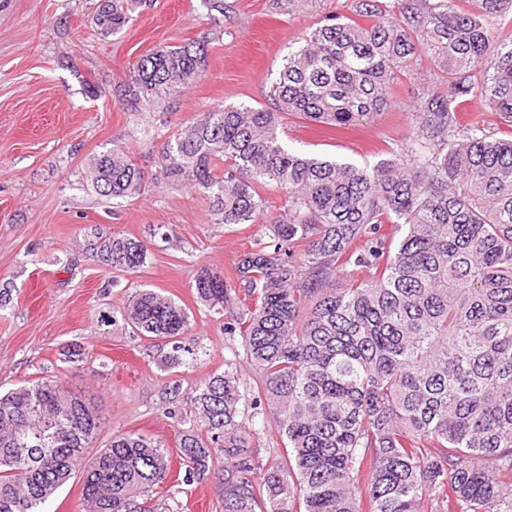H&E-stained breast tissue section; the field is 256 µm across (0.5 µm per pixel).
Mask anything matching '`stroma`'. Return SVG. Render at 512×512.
Here are the masks:
<instances>
[{
  "label": "stroma",
  "instance_id": "1",
  "mask_svg": "<svg viewBox=\"0 0 512 512\" xmlns=\"http://www.w3.org/2000/svg\"><path fill=\"white\" fill-rule=\"evenodd\" d=\"M352 0H224L210 15L202 0H147L120 32L92 23L96 0H6L0 5V388L50 379L92 399L103 421L95 442L138 433L177 455L173 407L206 377L224 371L240 336L228 317L200 304L201 270L227 274L245 251L266 242L286 195L266 181L256 224L216 223L203 191L159 179L169 135L229 105L269 107L267 94L294 40ZM202 40L201 79L174 99L130 110L122 100L139 59L159 48ZM394 98L375 123L330 131L298 116L282 120L289 148L359 166L387 158L413 132L411 112L448 84L426 56L399 74ZM121 149L149 183L138 198L112 203L86 178L93 155ZM142 242L143 267L115 273L87 248L94 234ZM142 288L186 309L183 365L164 367L171 346L132 335L121 311ZM80 345L82 361L60 352Z\"/></svg>",
  "mask_w": 512,
  "mask_h": 512
}]
</instances>
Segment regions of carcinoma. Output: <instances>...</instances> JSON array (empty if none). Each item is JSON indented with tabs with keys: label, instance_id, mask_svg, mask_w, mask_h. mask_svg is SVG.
Returning <instances> with one entry per match:
<instances>
[{
	"label": "carcinoma",
	"instance_id": "cac0c4a2",
	"mask_svg": "<svg viewBox=\"0 0 512 512\" xmlns=\"http://www.w3.org/2000/svg\"><path fill=\"white\" fill-rule=\"evenodd\" d=\"M140 3L98 0L93 23L116 33ZM509 11L512 0H357L288 49L273 108L207 112L163 143L162 178L204 189L220 224L257 223L267 179L287 197L270 240L232 276L195 279L200 302L231 316L225 330L242 351L170 415L182 426V483L223 457L224 512H512V134L459 119L477 100L512 130ZM418 51L449 94L417 101L413 136L391 157L359 167L282 142L284 114L375 122ZM206 57L195 41L143 56L126 103L180 92ZM89 174L116 202L146 187L113 150L93 156ZM96 255L135 271L146 247L117 234ZM241 297L253 307L236 313ZM122 318L138 336L188 330L186 309L148 289ZM243 361L260 382L249 403ZM264 404L285 437L283 464L251 447ZM100 428L89 403L51 380L0 392V512H44L77 469L84 512H179L153 496L171 468L163 441L122 433L91 454Z\"/></svg>",
	"mask_w": 512,
	"mask_h": 512
}]
</instances>
